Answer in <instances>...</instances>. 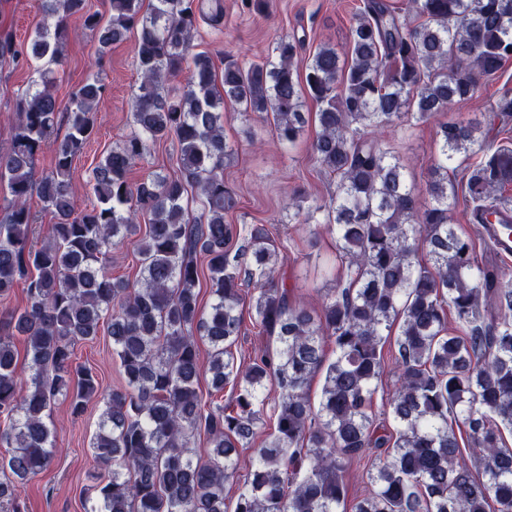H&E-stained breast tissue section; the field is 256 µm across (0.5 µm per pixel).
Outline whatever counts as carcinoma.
Masks as SVG:
<instances>
[{"mask_svg":"<svg viewBox=\"0 0 512 512\" xmlns=\"http://www.w3.org/2000/svg\"><path fill=\"white\" fill-rule=\"evenodd\" d=\"M109 3L105 19L86 0H40L29 40L0 43L1 62L38 65L15 100L16 132L0 148L8 188L0 298L27 284L25 306L0 312V444L12 448L0 458V512H25L20 485L52 460V405L61 398L80 415L99 393L97 373L75 363L74 349L102 327L125 385L108 395L90 441L105 481L93 487L89 512H512V448L503 439L512 433V274L479 262L451 222L457 198L448 194V170L462 157L472 160L463 192L478 223L512 210L504 194L512 147L481 133L475 116L440 125L421 197L385 138L473 97L512 59V0H407L403 8L362 0L349 54L319 47L303 79L294 61L304 40L294 36L276 39L262 63L227 54L221 70L193 52L198 20L220 27L222 0ZM75 15L99 64L135 34L139 77L133 129L90 169L96 204L86 210L73 193V163L96 133L106 85L94 73L66 106L58 100L55 70ZM185 68L186 82L169 85ZM307 97L317 105L311 150L336 191L295 216L336 231L345 280L318 312L288 286L287 256L267 225L224 220L237 207L224 181L234 154L224 105L272 122L279 141L292 144L307 122ZM491 111L512 115L511 89ZM60 122L66 134L51 171L39 176L36 158ZM169 139L178 174L151 171L130 182L128 171ZM34 194L55 218L41 246L30 237ZM127 241L139 257L132 282L110 271L112 250ZM419 246L426 264L416 260ZM205 270L214 297L207 310L197 290ZM248 322L266 344L238 357ZM394 326L387 360L382 345ZM200 339L210 347L206 364ZM327 343L336 353L330 363ZM390 363L388 425L377 421L374 399ZM319 372L315 403L309 384ZM266 408L274 430L253 449L243 479L239 457ZM362 457L372 490L350 500L344 474ZM229 484L238 485L233 504Z\"/></svg>","mask_w":512,"mask_h":512,"instance_id":"cac0c4a2","label":"carcinoma"}]
</instances>
